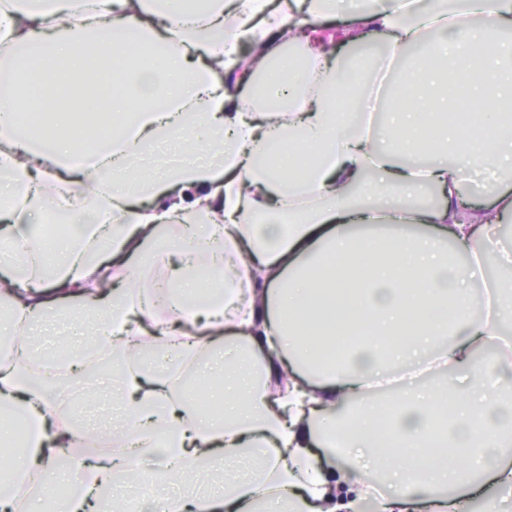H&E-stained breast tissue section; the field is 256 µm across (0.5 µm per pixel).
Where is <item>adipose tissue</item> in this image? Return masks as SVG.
I'll list each match as a JSON object with an SVG mask.
<instances>
[{
  "instance_id": "adipose-tissue-1",
  "label": "adipose tissue",
  "mask_w": 512,
  "mask_h": 512,
  "mask_svg": "<svg viewBox=\"0 0 512 512\" xmlns=\"http://www.w3.org/2000/svg\"><path fill=\"white\" fill-rule=\"evenodd\" d=\"M360 28L348 46L382 43L379 64L314 41L337 10ZM439 38L425 42L421 34ZM512 0H9L0 47L28 49L0 77V417L23 432L0 484L41 478L37 512H128L96 492L134 466L155 480L137 500L157 512L174 478L217 475L177 512H468L464 488L488 473L512 494V356L477 361L512 323V302L483 310L470 284L487 262L512 270L500 219L512 212ZM251 55L240 66V42ZM487 52H478V45ZM480 80H472V72ZM379 87L394 100L388 137L359 120ZM350 113L336 110L338 98ZM474 126L449 121L455 102ZM435 130L436 162L420 152ZM493 170L488 209L456 204L473 171ZM423 185L443 203L421 206ZM74 230L51 250L28 224L46 211ZM454 247L464 262L451 263ZM161 263V291L136 271ZM87 325L48 382L26 334ZM370 340L327 362L338 337ZM152 347L164 366L140 356ZM105 351L123 394L120 448L87 458L91 429L53 386L97 395L87 349ZM407 379L382 429L376 382ZM197 367L210 409L176 377ZM448 416L436 435L435 410ZM345 458L326 469L323 453Z\"/></svg>"
}]
</instances>
